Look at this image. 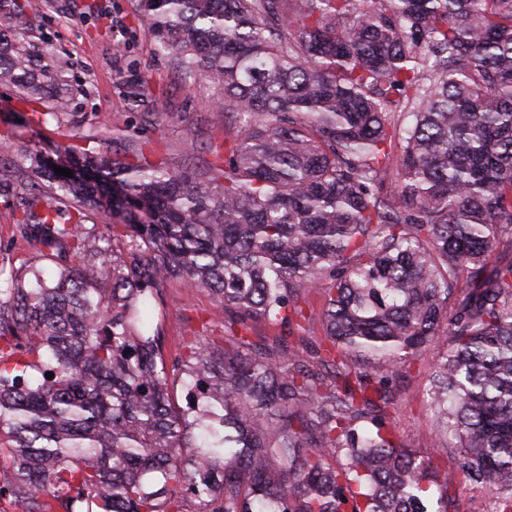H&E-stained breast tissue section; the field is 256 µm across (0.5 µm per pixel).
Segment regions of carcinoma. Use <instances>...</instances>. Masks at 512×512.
<instances>
[{"label":"carcinoma","instance_id":"cac0c4a2","mask_svg":"<svg viewBox=\"0 0 512 512\" xmlns=\"http://www.w3.org/2000/svg\"><path fill=\"white\" fill-rule=\"evenodd\" d=\"M26 7L0 0V17ZM135 13L181 75L219 90L238 135L200 174L28 151L45 188L18 223L46 264L0 268V500L455 512L490 490L491 512H512V0ZM0 85L39 127L69 112L66 66L31 29L0 32ZM102 211L119 223L94 240ZM171 279L217 296L224 336L169 361L156 308ZM429 346L424 453L396 418Z\"/></svg>","mask_w":512,"mask_h":512}]
</instances>
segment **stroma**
I'll return each instance as SVG.
<instances>
[{
	"mask_svg": "<svg viewBox=\"0 0 512 512\" xmlns=\"http://www.w3.org/2000/svg\"><path fill=\"white\" fill-rule=\"evenodd\" d=\"M134 0H30L29 28L47 36L53 52L68 63L81 88L63 119L64 134L91 137L99 153L170 168L202 166L207 143L223 144L237 135L217 107V91L205 79L183 78L169 58L155 51L148 30L133 18ZM16 91L0 85V134L12 145L0 153L13 175L16 192L32 191L26 151L44 145L39 127L22 123ZM198 132L187 142V130ZM13 202L0 198V266L23 271L43 265L38 249L23 239L12 214ZM163 346L175 358L183 345L200 336H220L211 321L216 300L209 292L171 280L161 290ZM397 417L402 442L426 450L429 444L425 381L404 379Z\"/></svg>",
	"mask_w": 512,
	"mask_h": 512,
	"instance_id": "obj_1",
	"label": "stroma"
}]
</instances>
